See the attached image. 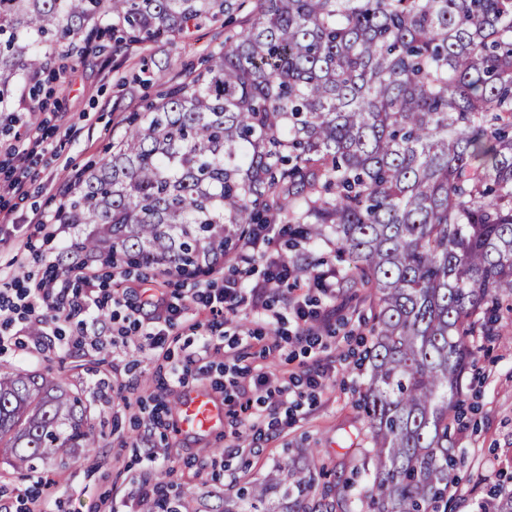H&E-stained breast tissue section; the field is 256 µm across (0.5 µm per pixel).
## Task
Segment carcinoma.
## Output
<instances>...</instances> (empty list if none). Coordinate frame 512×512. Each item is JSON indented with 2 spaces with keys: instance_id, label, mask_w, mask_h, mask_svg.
I'll use <instances>...</instances> for the list:
<instances>
[{
  "instance_id": "cac0c4a2",
  "label": "carcinoma",
  "mask_w": 512,
  "mask_h": 512,
  "mask_svg": "<svg viewBox=\"0 0 512 512\" xmlns=\"http://www.w3.org/2000/svg\"><path fill=\"white\" fill-rule=\"evenodd\" d=\"M238 0H0V112L19 85L39 103L60 39L183 38ZM58 224H90L80 250L156 276L202 273L259 224H286L347 257L367 291L370 374L358 406L370 447L364 512H448L454 428L474 338L512 301V0H254L240 31L74 182ZM82 399L0 364V449L14 473L66 466L97 434ZM242 487L219 512H354L312 450ZM149 512H191L168 488ZM478 512H512L502 484Z\"/></svg>"
}]
</instances>
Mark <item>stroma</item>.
Masks as SVG:
<instances>
[{
  "instance_id": "obj_1",
  "label": "stroma",
  "mask_w": 512,
  "mask_h": 512,
  "mask_svg": "<svg viewBox=\"0 0 512 512\" xmlns=\"http://www.w3.org/2000/svg\"><path fill=\"white\" fill-rule=\"evenodd\" d=\"M243 18L235 13L174 43L125 45L107 34L58 46V53L69 58L67 72L46 83L41 108L21 113L11 135L0 134V209L10 214L9 223H0V270L36 274L61 252L78 253L80 235L39 224V216L54 213L75 178L110 155L134 113L145 111L171 83L187 81L203 69ZM149 61L165 66L163 80L150 78ZM19 143L30 153L29 168L17 190L8 193L3 186L11 160L4 147ZM278 251L294 258L293 268L302 278L318 272L337 286L332 300L316 286L306 293L310 313L336 308L329 326L319 327L315 350L295 338V293L284 283L269 289L272 323L259 321L245 306L228 314L225 331L249 334V343L211 351L202 363L211 369L206 377L187 362L195 354L198 334L191 310L160 350L141 337L118 335L110 321L85 326L73 320L63 324L58 336L49 325L36 334L23 328L22 345L0 351V363L40 371L79 394L97 430L96 447L79 449L66 467L51 462L42 469L48 487L38 503L41 512H148L149 503L139 492L146 482L177 485L194 510L203 499L215 507L246 483L263 482L308 448L327 459L336 474L351 477L353 451L365 447L368 435L357 401L369 373V327L354 312L348 289L337 285L343 263L331 248L294 244L283 236ZM310 258L319 259L317 269L307 268ZM98 273L126 313L142 306L144 290L171 299L185 281L173 273L160 282L143 269L126 276L102 267ZM477 344L475 365L464 378L463 423L454 435L462 460L452 489L454 512H476L487 489L512 471V328ZM174 363L187 365L184 383L170 381ZM226 365L246 366L273 383L295 385L304 398L291 423L256 440L230 414L215 434L181 431L171 416L162 425L150 421L155 403L179 400L197 388L214 389L223 382ZM316 371L326 372L327 379L310 397L305 381ZM150 449L165 456L164 468L147 461Z\"/></svg>"
}]
</instances>
